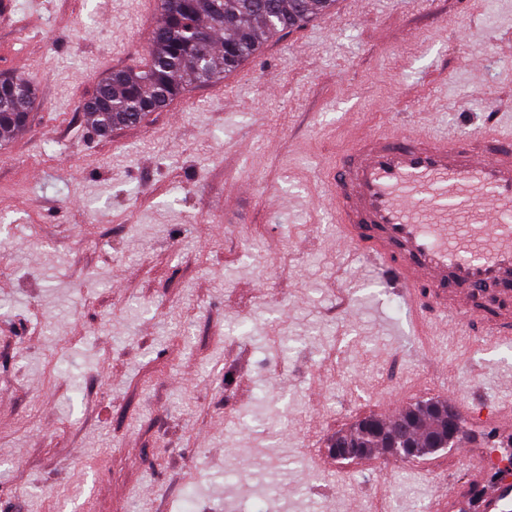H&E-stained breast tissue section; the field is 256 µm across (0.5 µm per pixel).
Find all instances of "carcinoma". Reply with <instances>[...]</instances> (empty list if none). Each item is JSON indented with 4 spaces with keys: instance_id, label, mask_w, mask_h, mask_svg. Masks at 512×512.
Listing matches in <instances>:
<instances>
[{
    "instance_id": "obj_1",
    "label": "carcinoma",
    "mask_w": 512,
    "mask_h": 512,
    "mask_svg": "<svg viewBox=\"0 0 512 512\" xmlns=\"http://www.w3.org/2000/svg\"><path fill=\"white\" fill-rule=\"evenodd\" d=\"M334 0H161L149 64L120 69L103 81L86 104L87 117L107 134L162 111L185 82L213 83L236 69L277 33L329 10ZM34 88L0 78V141L29 118ZM448 435V403L429 399L392 420L366 417L336 435L329 450L338 461L375 453L410 461Z\"/></svg>"
}]
</instances>
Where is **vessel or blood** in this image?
Returning a JSON list of instances; mask_svg holds the SVG:
<instances>
[{"label": "vessel or blood", "mask_w": 512, "mask_h": 512, "mask_svg": "<svg viewBox=\"0 0 512 512\" xmlns=\"http://www.w3.org/2000/svg\"><path fill=\"white\" fill-rule=\"evenodd\" d=\"M329 197L338 240L385 275L415 328L431 312L512 342V132L366 133L337 168ZM456 410L512 427V407L460 401ZM460 455L483 491L482 512H512V478H489L483 456Z\"/></svg>", "instance_id": "vessel-or-blood-1"}]
</instances>
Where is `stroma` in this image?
<instances>
[{
    "mask_svg": "<svg viewBox=\"0 0 512 512\" xmlns=\"http://www.w3.org/2000/svg\"><path fill=\"white\" fill-rule=\"evenodd\" d=\"M0 74V512H421L455 449L329 452L438 398L512 402V347L415 337L323 196L361 130L512 129V0H336L217 82L99 136L83 103L146 66L144 0H12ZM34 96V88L23 79L9 76L0 78L1 143L27 123Z\"/></svg>",
    "mask_w": 512,
    "mask_h": 512,
    "instance_id": "1",
    "label": "stroma"
}]
</instances>
